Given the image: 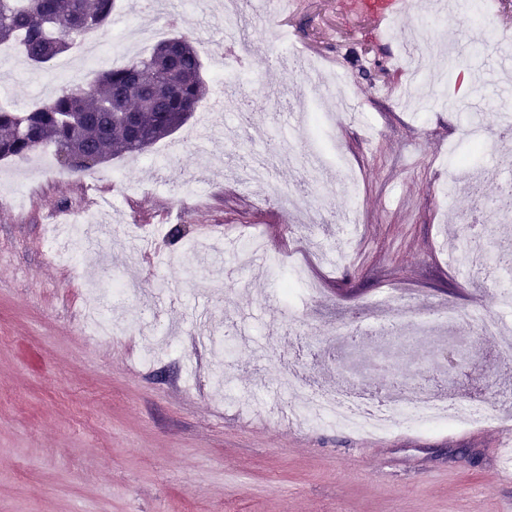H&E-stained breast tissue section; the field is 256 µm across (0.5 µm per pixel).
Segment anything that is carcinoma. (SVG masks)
<instances>
[{
	"label": "carcinoma",
	"mask_w": 512,
	"mask_h": 512,
	"mask_svg": "<svg viewBox=\"0 0 512 512\" xmlns=\"http://www.w3.org/2000/svg\"><path fill=\"white\" fill-rule=\"evenodd\" d=\"M114 0H0V44L17 41L34 67L50 63L72 40L108 28ZM199 56L185 36L162 40L147 58L98 70L60 88L30 112L0 108V160L52 146L61 166L85 173L111 157L144 151L169 136L206 95ZM134 112L138 121L115 117Z\"/></svg>",
	"instance_id": "cac0c4a2"
}]
</instances>
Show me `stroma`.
<instances>
[{"label":"stroma","instance_id":"35a3bbf8","mask_svg":"<svg viewBox=\"0 0 512 512\" xmlns=\"http://www.w3.org/2000/svg\"><path fill=\"white\" fill-rule=\"evenodd\" d=\"M427 2L380 31L345 0H295L265 17L240 0L250 85L215 78L224 24L206 0L172 26L139 15L163 38L192 41L208 94L139 156L85 176L31 172L23 203L0 201V512H512V459L499 451L512 405L494 402L478 426L400 423L382 435L287 424L273 412L297 405L276 387L273 353L331 390L408 383L492 399L512 385L500 338L476 331L482 315L499 313L497 293L512 278L497 261L512 247V222L487 219L512 186V161L473 153L470 111L444 75L450 51L458 67L486 71L471 95L498 131L497 113L512 112L502 77L512 71V0H496L478 25L460 7L439 22L443 51L420 84L430 103L412 110L401 102L403 45L424 29ZM302 58L339 80L359 113L321 132L341 162L312 182L326 218L318 226L277 200L279 188L308 181L303 165L263 185L237 178L268 138L313 151L308 126L283 121L302 105L329 109ZM45 82L65 78L55 64L21 63L6 85L9 109L36 108ZM84 183L113 200L117 225L96 248L70 241L73 259L52 255L47 224L89 210ZM219 235L258 237L265 250L248 262L208 251L186 273V243ZM475 239L489 263L460 268ZM293 248L320 284L316 298L280 294ZM117 278L133 283L129 295L111 294ZM450 300L458 316L441 336L469 346L455 369L439 371L429 336L378 348L379 327L400 329L415 310ZM93 312L118 331L94 339ZM240 397L252 411L237 408Z\"/></svg>","mask_w":512,"mask_h":512}]
</instances>
